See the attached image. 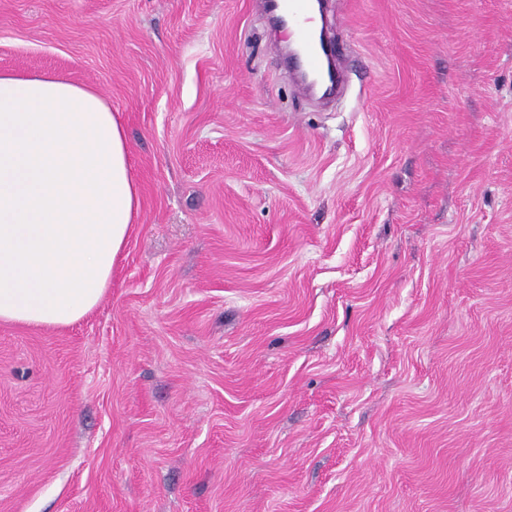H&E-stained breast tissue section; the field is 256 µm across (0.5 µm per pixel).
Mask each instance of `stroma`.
Masks as SVG:
<instances>
[{
    "label": "stroma",
    "mask_w": 512,
    "mask_h": 512,
    "mask_svg": "<svg viewBox=\"0 0 512 512\" xmlns=\"http://www.w3.org/2000/svg\"><path fill=\"white\" fill-rule=\"evenodd\" d=\"M323 106L256 0H0L98 90L101 303L0 323V512H512V0H329Z\"/></svg>",
    "instance_id": "35a3bbf8"
}]
</instances>
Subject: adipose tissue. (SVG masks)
<instances>
[{
  "mask_svg": "<svg viewBox=\"0 0 512 512\" xmlns=\"http://www.w3.org/2000/svg\"><path fill=\"white\" fill-rule=\"evenodd\" d=\"M136 209L124 130L104 97L0 71V322L66 327L93 311Z\"/></svg>",
  "mask_w": 512,
  "mask_h": 512,
  "instance_id": "adipose-tissue-1",
  "label": "adipose tissue"
}]
</instances>
